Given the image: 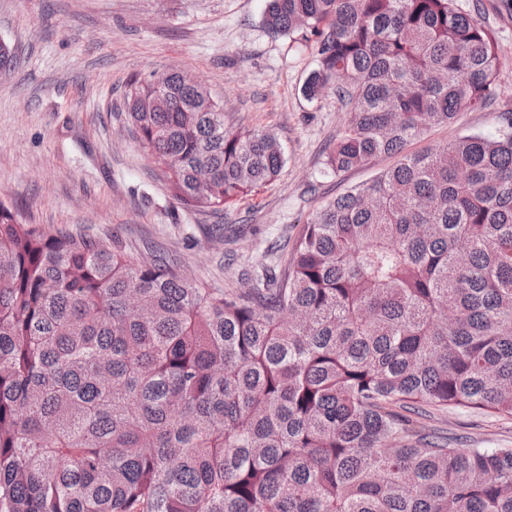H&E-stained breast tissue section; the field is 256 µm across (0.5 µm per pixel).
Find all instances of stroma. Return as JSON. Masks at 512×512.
I'll use <instances>...</instances> for the list:
<instances>
[{"label": "stroma", "mask_w": 512, "mask_h": 512, "mask_svg": "<svg viewBox=\"0 0 512 512\" xmlns=\"http://www.w3.org/2000/svg\"><path fill=\"white\" fill-rule=\"evenodd\" d=\"M482 14L499 46L497 99L432 129L427 147L501 132L512 109V8L504 0H457ZM267 0H0V38L16 49L0 74V201L46 229L119 241L133 256L166 253L207 288L241 287L268 248L295 237L325 202L390 167L391 157L340 175L323 160L347 114L330 95L308 99L314 43L264 24ZM183 72L224 110L233 130L277 135L286 163L272 183L218 212L175 201L128 119L131 83ZM214 224L238 237H210ZM430 425L463 448H512V419L469 411L435 414Z\"/></svg>", "instance_id": "35a3bbf8"}]
</instances>
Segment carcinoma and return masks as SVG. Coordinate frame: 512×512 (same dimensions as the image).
Listing matches in <instances>:
<instances>
[{"instance_id": "obj_1", "label": "carcinoma", "mask_w": 512, "mask_h": 512, "mask_svg": "<svg viewBox=\"0 0 512 512\" xmlns=\"http://www.w3.org/2000/svg\"><path fill=\"white\" fill-rule=\"evenodd\" d=\"M265 25L314 41L305 95L348 108L325 169L397 163L222 292L0 203V512H512V448L419 421L512 417V111L407 151L491 103L492 29L456 0H269ZM128 116L186 209L285 164L176 71Z\"/></svg>"}]
</instances>
